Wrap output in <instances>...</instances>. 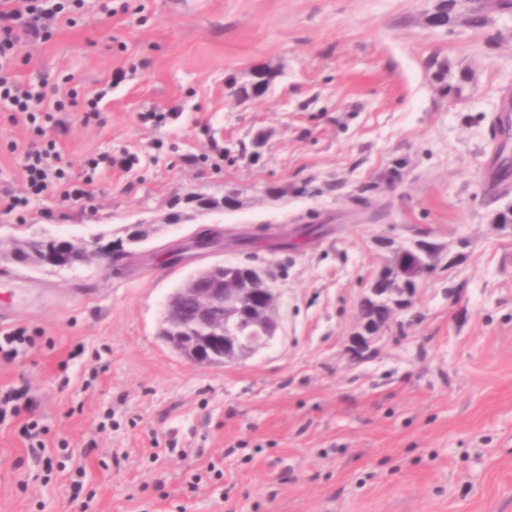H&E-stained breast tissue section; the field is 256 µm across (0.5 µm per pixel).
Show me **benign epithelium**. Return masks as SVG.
<instances>
[{"label":"benign epithelium","mask_w":512,"mask_h":512,"mask_svg":"<svg viewBox=\"0 0 512 512\" xmlns=\"http://www.w3.org/2000/svg\"><path fill=\"white\" fill-rule=\"evenodd\" d=\"M432 254V248L418 243L401 250L396 276L386 288H371V296L365 299L364 306L391 310L405 305L408 285L429 272ZM18 258L44 265L71 267L92 260L107 262L112 259V250L99 239L79 246L68 238L58 237L53 246L40 252L19 251ZM221 270L223 266L217 264L197 271L175 297L166 301L159 336L181 356L193 362L200 361L206 354L226 362L246 352L233 320L245 308L256 326L257 337L252 343L261 346L268 335L276 331L272 316L275 296L266 279L256 271L226 286L224 277L219 275ZM218 307L224 309L220 317L214 315ZM382 325L380 320L372 325L364 321L366 334L352 337V342L357 347H371L378 339L375 330Z\"/></svg>","instance_id":"1"}]
</instances>
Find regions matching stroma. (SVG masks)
I'll return each instance as SVG.
<instances>
[{"label": "stroma", "instance_id": "obj_1", "mask_svg": "<svg viewBox=\"0 0 512 512\" xmlns=\"http://www.w3.org/2000/svg\"><path fill=\"white\" fill-rule=\"evenodd\" d=\"M439 6L83 0L17 46L19 79L64 101L65 171L93 198L0 212V309L30 338L0 361L25 405L0 422V512H76V496L86 512H512V177H483L512 9L477 27L459 0L436 27ZM260 70L268 91L242 94ZM30 135L0 111V191H24L11 147ZM125 151L132 170L87 167ZM135 224L150 233L119 276L13 255ZM205 228L224 246L199 257ZM420 241L433 269L355 354L363 299ZM222 263L265 274L278 329L195 364L159 338L163 303ZM31 421L51 466L28 453Z\"/></svg>", "mask_w": 512, "mask_h": 512}]
</instances>
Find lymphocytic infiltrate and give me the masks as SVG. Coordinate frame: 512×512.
<instances>
[{
    "label": "lymphocytic infiltrate",
    "mask_w": 512,
    "mask_h": 512,
    "mask_svg": "<svg viewBox=\"0 0 512 512\" xmlns=\"http://www.w3.org/2000/svg\"><path fill=\"white\" fill-rule=\"evenodd\" d=\"M61 11L59 0H0V106L9 109L11 120L25 122L32 131L21 149L25 192H0L1 212L27 208L50 195L75 203L92 197L90 180L76 183L66 177L57 140L51 134L58 125L54 114L62 110V102L47 100L44 92L24 83L12 69V55L20 41L49 40V22Z\"/></svg>",
    "instance_id": "obj_1"
}]
</instances>
